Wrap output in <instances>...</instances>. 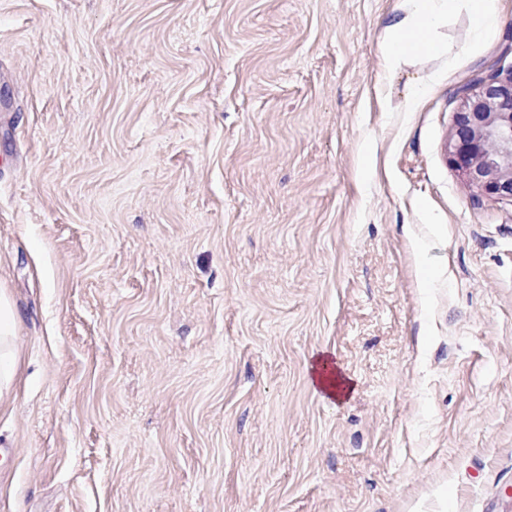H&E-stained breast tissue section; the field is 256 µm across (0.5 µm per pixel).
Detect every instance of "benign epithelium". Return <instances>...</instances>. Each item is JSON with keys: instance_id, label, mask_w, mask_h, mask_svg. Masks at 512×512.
Listing matches in <instances>:
<instances>
[{"instance_id": "1", "label": "benign epithelium", "mask_w": 512, "mask_h": 512, "mask_svg": "<svg viewBox=\"0 0 512 512\" xmlns=\"http://www.w3.org/2000/svg\"><path fill=\"white\" fill-rule=\"evenodd\" d=\"M459 94L450 161L477 194L512 201V73L492 72Z\"/></svg>"}]
</instances>
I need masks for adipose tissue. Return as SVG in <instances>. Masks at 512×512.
Here are the masks:
<instances>
[{"instance_id":"adipose-tissue-1","label":"adipose tissue","mask_w":512,"mask_h":512,"mask_svg":"<svg viewBox=\"0 0 512 512\" xmlns=\"http://www.w3.org/2000/svg\"><path fill=\"white\" fill-rule=\"evenodd\" d=\"M467 5L469 25L478 40L492 38L497 30L499 0H414L412 10L392 20L379 50L388 69H399L419 53L446 55L448 49L436 37L457 8ZM16 315L8 298L0 293V395L10 391L17 378L12 340Z\"/></svg>"}]
</instances>
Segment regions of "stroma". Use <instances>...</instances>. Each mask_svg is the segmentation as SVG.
<instances>
[{"instance_id":"obj_1","label":"stroma","mask_w":512,"mask_h":512,"mask_svg":"<svg viewBox=\"0 0 512 512\" xmlns=\"http://www.w3.org/2000/svg\"><path fill=\"white\" fill-rule=\"evenodd\" d=\"M499 4L390 71L410 0H0V512H512ZM453 138L445 151L479 195L512 202V66L459 89ZM16 315L8 298L0 293V397L10 391L17 378V363L12 340Z\"/></svg>"}]
</instances>
